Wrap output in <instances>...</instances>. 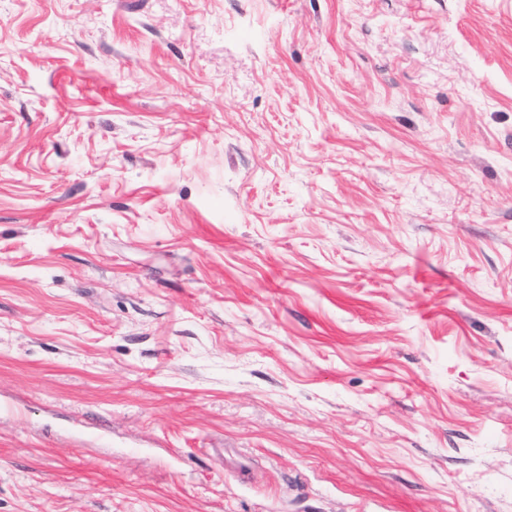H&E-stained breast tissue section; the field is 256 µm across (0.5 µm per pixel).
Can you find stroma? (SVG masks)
<instances>
[{
    "label": "stroma",
    "mask_w": 512,
    "mask_h": 512,
    "mask_svg": "<svg viewBox=\"0 0 512 512\" xmlns=\"http://www.w3.org/2000/svg\"><path fill=\"white\" fill-rule=\"evenodd\" d=\"M0 512H512V0H0Z\"/></svg>",
    "instance_id": "1"
}]
</instances>
